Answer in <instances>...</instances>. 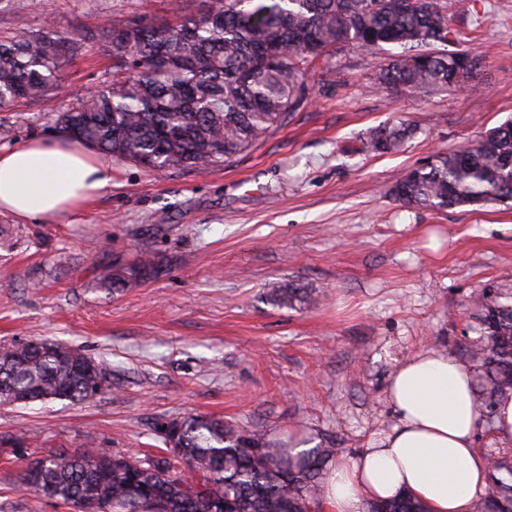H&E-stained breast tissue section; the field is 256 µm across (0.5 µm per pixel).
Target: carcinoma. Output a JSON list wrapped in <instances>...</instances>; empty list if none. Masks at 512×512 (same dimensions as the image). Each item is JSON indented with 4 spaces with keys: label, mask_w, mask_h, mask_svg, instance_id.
Returning a JSON list of instances; mask_svg holds the SVG:
<instances>
[{
    "label": "carcinoma",
    "mask_w": 512,
    "mask_h": 512,
    "mask_svg": "<svg viewBox=\"0 0 512 512\" xmlns=\"http://www.w3.org/2000/svg\"><path fill=\"white\" fill-rule=\"evenodd\" d=\"M112 71L97 92L58 116L73 138L149 169L219 167L280 127L312 95V65L332 48L378 55L401 48L378 68L374 88L431 91L469 86L477 57L448 25L446 0H203L195 15L176 14L142 28L117 18L107 30ZM74 40L46 27L0 39V110L57 85ZM404 121L369 130L366 145L385 153L413 137ZM406 207L451 209L512 203V119L476 143L435 154L390 189ZM154 261L114 258L100 287L114 294L145 284ZM291 306L310 297L293 284L272 291ZM480 340L476 406L493 415L512 393V291L485 288L472 298ZM28 341L0 349V405L90 401L110 389L99 363L79 349ZM162 443L168 455L112 454L97 448L47 452L26 462L29 491L65 503L96 501L111 512H306L311 491L336 454L319 443L297 455L258 431L222 417L190 413ZM184 462L201 481L179 474ZM369 512H428L412 495L373 502ZM474 512H512V456L492 460L489 495Z\"/></svg>",
    "instance_id": "1"
}]
</instances>
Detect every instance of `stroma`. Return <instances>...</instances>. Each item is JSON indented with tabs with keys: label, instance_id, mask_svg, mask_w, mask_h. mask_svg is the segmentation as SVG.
<instances>
[{
	"label": "stroma",
	"instance_id": "1",
	"mask_svg": "<svg viewBox=\"0 0 512 512\" xmlns=\"http://www.w3.org/2000/svg\"><path fill=\"white\" fill-rule=\"evenodd\" d=\"M201 0H0V37L48 27L81 40L63 90L0 111V149L57 135L76 95L112 69L114 18H173ZM448 19L480 58L466 91L375 92L377 62L330 51L314 94L283 126L223 166L148 170L119 158L84 209L39 220L0 212V344L48 340L100 363L107 393L87 402L0 406V512H71L26 491L20 458L95 447L140 456L155 425L189 412L259 430L288 448L371 447L397 424L388 378L405 357L469 361L472 295L512 289V208L417 210L390 189L440 150L476 142L512 116V0H448ZM416 135L368 152L367 129ZM150 255L157 277L123 294L97 285L113 257ZM296 284L307 303L281 307Z\"/></svg>",
	"mask_w": 512,
	"mask_h": 512
}]
</instances>
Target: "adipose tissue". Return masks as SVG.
Returning a JSON list of instances; mask_svg holds the SVG:
<instances>
[{"instance_id": "adipose-tissue-1", "label": "adipose tissue", "mask_w": 512, "mask_h": 512, "mask_svg": "<svg viewBox=\"0 0 512 512\" xmlns=\"http://www.w3.org/2000/svg\"><path fill=\"white\" fill-rule=\"evenodd\" d=\"M111 184V163L66 136L0 151V210L23 219L76 211ZM386 396L398 423L336 461L321 492L328 512H363L402 494L429 512H473L487 494L489 460L475 446L471 367L445 353H416L397 366Z\"/></svg>"}]
</instances>
